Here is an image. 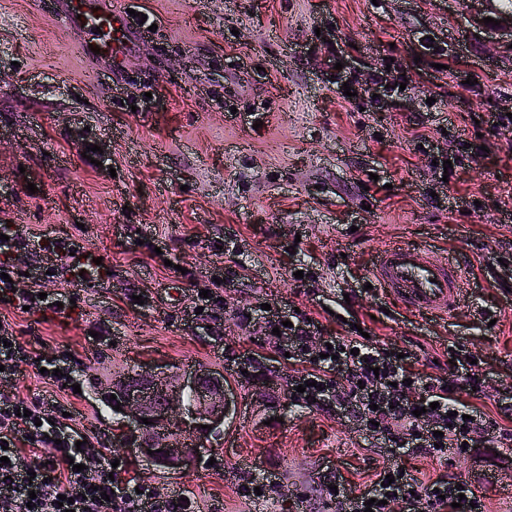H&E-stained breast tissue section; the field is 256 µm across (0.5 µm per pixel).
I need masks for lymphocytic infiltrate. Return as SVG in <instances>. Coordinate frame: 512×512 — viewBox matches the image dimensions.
<instances>
[{"mask_svg": "<svg viewBox=\"0 0 512 512\" xmlns=\"http://www.w3.org/2000/svg\"><path fill=\"white\" fill-rule=\"evenodd\" d=\"M29 243L14 224H0V295L15 309L47 311L69 316V308L41 298L42 285L52 272L67 266L72 275L92 273V266L73 255L63 241H47L46 254L31 285L13 289L19 272L13 251ZM290 358L299 371L288 390L290 400L308 409L343 410L380 436L389 457L423 455L447 459L449 453L469 457L471 449L488 443H512V407L501 406V420L463 402L458 393L483 387L485 380L467 358H458L451 377L422 375L411 366L418 355L411 346L356 336H333L328 343L312 345L318 333L314 317H293L291 326L275 320ZM33 358L18 340L10 323L0 324V381L16 380ZM44 379L49 388L33 398L0 394V441L6 442L8 464L0 466V512H64L58 496L74 501L75 512H188L191 503L142 486L128 461L119 466L98 464L85 470L86 456L77 442L88 434L68 418L71 403L60 399L59 389L71 383L70 371L47 359ZM304 392H297V385ZM334 498L346 512H485L475 487L457 476L440 475L421 481L399 468L388 467L370 486L355 496L342 493L334 479ZM109 500H102V493Z\"/></svg>", "mask_w": 512, "mask_h": 512, "instance_id": "lymphocytic-infiltrate-1", "label": "lymphocytic infiltrate"}]
</instances>
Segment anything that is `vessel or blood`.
Listing matches in <instances>:
<instances>
[{
	"label": "vessel or blood",
	"instance_id": "b4317fda",
	"mask_svg": "<svg viewBox=\"0 0 512 512\" xmlns=\"http://www.w3.org/2000/svg\"><path fill=\"white\" fill-rule=\"evenodd\" d=\"M64 13L70 24L78 25L85 33L80 53L86 55L91 47H99L101 58L114 68H121L141 44L121 13L104 7L102 0H66ZM372 273L379 286L406 308L437 318L451 316L470 286L462 256L450 257L431 248L422 250L403 243L382 251Z\"/></svg>",
	"mask_w": 512,
	"mask_h": 512
}]
</instances>
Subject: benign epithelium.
<instances>
[{
    "mask_svg": "<svg viewBox=\"0 0 512 512\" xmlns=\"http://www.w3.org/2000/svg\"><path fill=\"white\" fill-rule=\"evenodd\" d=\"M105 390L116 395L121 411L134 423V429L121 436L124 447L168 470L185 469L195 452L171 429L175 410L191 419L199 435L221 431L229 417L230 388L218 370L199 368L181 376L134 370L113 379ZM145 418L150 423H143ZM208 425L212 429H206ZM150 450L154 454H148Z\"/></svg>",
    "mask_w": 512,
    "mask_h": 512,
    "instance_id": "7a95c632",
    "label": "benign epithelium"
}]
</instances>
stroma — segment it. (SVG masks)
<instances>
[{"label":"stroma","mask_w":512,"mask_h":512,"mask_svg":"<svg viewBox=\"0 0 512 512\" xmlns=\"http://www.w3.org/2000/svg\"><path fill=\"white\" fill-rule=\"evenodd\" d=\"M117 2L129 25L157 27L123 72L79 53L84 35L56 2L0 0V224L77 242L106 269L91 287L45 283L75 300L71 318L0 303V320L34 357L65 359L81 388L70 398L77 426L125 455L107 382L142 366L220 369L230 429L199 441L185 470L129 456L143 483L201 512H254L238 491L268 482L276 512H336L324 480L362 492L386 457L354 419L291 403L296 370L262 332L271 310L312 316L327 336L361 326L421 345L423 374L447 375L449 348H464L486 381L461 398L496 415L512 396L502 0ZM335 45L348 60L339 73ZM378 69L389 83L379 97ZM394 241L482 262L451 319L372 287L375 256ZM205 290L212 301L194 315ZM399 462L423 480L461 476L486 512H512L496 480L512 473V447Z\"/></svg>","instance_id":"stroma-1"}]
</instances>
